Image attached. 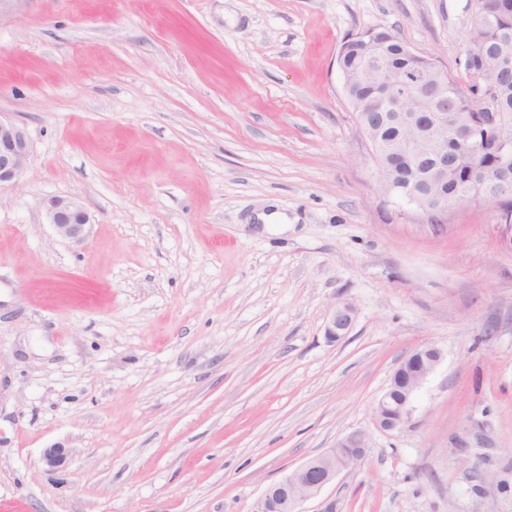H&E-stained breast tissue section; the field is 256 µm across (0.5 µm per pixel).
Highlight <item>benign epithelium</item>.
Returning <instances> with one entry per match:
<instances>
[{
	"mask_svg": "<svg viewBox=\"0 0 512 512\" xmlns=\"http://www.w3.org/2000/svg\"><path fill=\"white\" fill-rule=\"evenodd\" d=\"M421 100L433 103V107L405 116L409 127V138L381 142L375 132L378 126L368 120L364 112L357 118L362 135L372 145L379 174V184L387 181V158L400 154H412L416 158L430 157L434 160L435 174L448 170V93L437 89L434 84H421ZM31 156L28 136L25 130L14 122L0 119V186L15 183L25 171ZM404 196L430 219L461 206L456 198L435 197L423 206L417 195L408 191ZM48 223L57 236L81 243L87 237L91 219L81 202L67 197H51L44 203ZM354 320V309L348 303L331 308L326 326V336L337 341L346 336ZM442 352L430 345L413 351L397 366L394 374L406 377L403 385L389 381L383 394L377 400L373 416L376 426L386 432H397L408 422L412 400L428 375L440 363ZM369 448L368 436L362 431H352L336 443L335 448L320 456L311 458L270 484L261 495L253 512H303L302 505L316 497L332 482L343 469L360 462ZM43 462L48 470L54 471L66 462L62 448H47Z\"/></svg>",
	"mask_w": 512,
	"mask_h": 512,
	"instance_id": "1",
	"label": "benign epithelium"
}]
</instances>
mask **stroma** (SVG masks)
<instances>
[{
	"label": "stroma",
	"mask_w": 512,
	"mask_h": 512,
	"mask_svg": "<svg viewBox=\"0 0 512 512\" xmlns=\"http://www.w3.org/2000/svg\"><path fill=\"white\" fill-rule=\"evenodd\" d=\"M377 26L462 76L469 0H0V117L32 147L0 188V512H252L354 430L304 512H512V242L491 203L381 193L337 61ZM44 208L48 223L57 236L75 243H81L87 237V228L92 222L81 202L55 196L47 199ZM354 320V309L348 303L335 304L331 308L326 326V336L331 341H337L346 336ZM442 357L441 350L430 345L413 351L399 363L373 409L374 421L379 429L397 432L404 428L411 413L415 392L440 363ZM397 374L406 377L402 386L394 383Z\"/></svg>",
	"instance_id": "obj_1"
}]
</instances>
